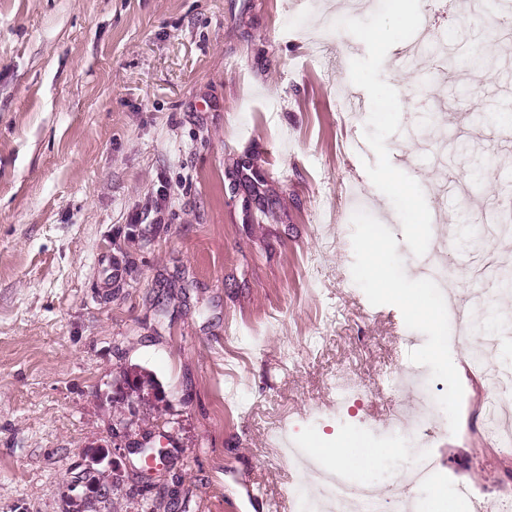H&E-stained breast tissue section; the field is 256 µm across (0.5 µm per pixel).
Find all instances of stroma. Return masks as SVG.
Segmentation results:
<instances>
[{"label": "stroma", "instance_id": "obj_1", "mask_svg": "<svg viewBox=\"0 0 512 512\" xmlns=\"http://www.w3.org/2000/svg\"><path fill=\"white\" fill-rule=\"evenodd\" d=\"M472 3L411 21L395 0H0V512H64L87 453L124 441L131 366L160 386L156 430L199 512H293L304 473L273 430L309 454L376 446L419 406L382 394L405 363L459 401L426 445L437 469L500 477L450 324L382 286L423 293L447 225L512 205V127L467 120L512 108V38L496 17L479 32ZM344 12L312 60L306 32ZM422 27L496 66L414 55ZM462 138L496 165L482 187L450 154ZM340 370L368 388L358 430L336 415ZM472 50L473 51L468 55L467 53L469 51L463 54L448 55V68H464L465 70L471 71L484 69L490 66L491 59L488 55L483 53L477 46Z\"/></svg>", "mask_w": 512, "mask_h": 512}]
</instances>
